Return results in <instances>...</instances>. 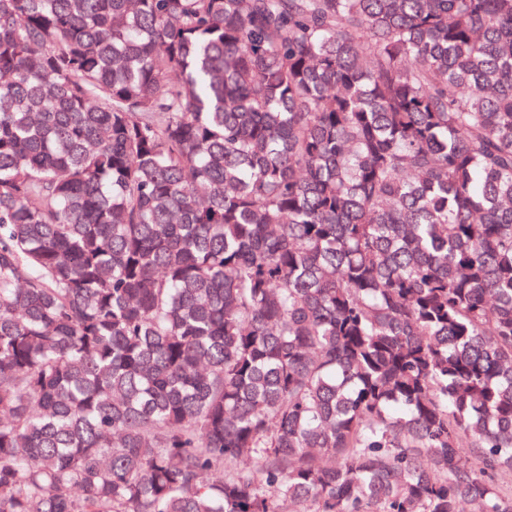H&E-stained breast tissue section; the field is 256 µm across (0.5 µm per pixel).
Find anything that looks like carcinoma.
Segmentation results:
<instances>
[{
    "label": "carcinoma",
    "instance_id": "obj_1",
    "mask_svg": "<svg viewBox=\"0 0 512 512\" xmlns=\"http://www.w3.org/2000/svg\"><path fill=\"white\" fill-rule=\"evenodd\" d=\"M512 0H0V512H512Z\"/></svg>",
    "mask_w": 512,
    "mask_h": 512
}]
</instances>
